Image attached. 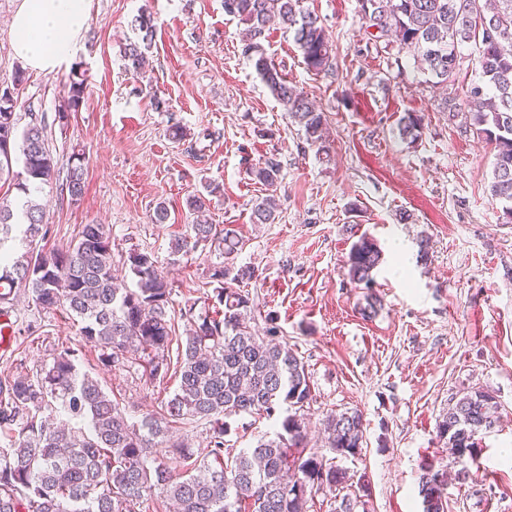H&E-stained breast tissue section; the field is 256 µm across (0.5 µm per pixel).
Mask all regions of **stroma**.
<instances>
[{"label":"stroma","mask_w":512,"mask_h":512,"mask_svg":"<svg viewBox=\"0 0 512 512\" xmlns=\"http://www.w3.org/2000/svg\"><path fill=\"white\" fill-rule=\"evenodd\" d=\"M336 47V69H306L291 33L272 26L265 52L327 116V151L309 145L241 51L242 24L224 0H92L74 57L86 75L79 110L59 119L71 66L27 72L15 97L22 123H41L59 171L85 156V194L73 205L58 185L43 187L45 244H69L84 224L106 225L112 267L124 280L130 252L151 255L172 284L173 308L204 300L217 252L173 254L194 216L188 198L220 186L207 220L233 225L244 240L236 265L255 267L241 283L261 313L277 318L283 341L303 359L313 386L305 411L308 446L324 453L322 421L360 410L364 443L345 459L371 488L367 512H423L421 466L452 465L436 425L452 397L470 388L493 393L500 422L477 437L466 482L448 483V512H512V223L487 192L493 151L439 109L442 92L413 65L397 66L369 43L356 0H304ZM154 19L150 65L124 68L121 49L137 39L141 15ZM165 99L159 111L154 98ZM421 116L414 144L397 132ZM180 125L186 136L172 139ZM281 167L270 188L254 179L267 158ZM274 195V223L255 224L256 199ZM166 202L169 218L156 223ZM368 236L381 252L372 290L355 287L346 261ZM428 256L420 258L421 240ZM380 305L361 310L367 295ZM16 342L0 350V375L40 377L61 342L77 349L81 371L97 378L127 417L154 413L177 386L142 370L102 366L64 307H12Z\"/></svg>","instance_id":"obj_1"}]
</instances>
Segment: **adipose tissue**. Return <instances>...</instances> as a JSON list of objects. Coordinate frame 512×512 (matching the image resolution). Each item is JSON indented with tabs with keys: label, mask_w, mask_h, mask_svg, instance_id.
<instances>
[{
	"label": "adipose tissue",
	"mask_w": 512,
	"mask_h": 512,
	"mask_svg": "<svg viewBox=\"0 0 512 512\" xmlns=\"http://www.w3.org/2000/svg\"><path fill=\"white\" fill-rule=\"evenodd\" d=\"M91 0H22L10 21L12 48L31 70L51 73L74 55Z\"/></svg>",
	"instance_id": "adipose-tissue-1"
}]
</instances>
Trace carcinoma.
<instances>
[{"instance_id":"1","label":"carcinoma","mask_w":512,"mask_h":512,"mask_svg":"<svg viewBox=\"0 0 512 512\" xmlns=\"http://www.w3.org/2000/svg\"><path fill=\"white\" fill-rule=\"evenodd\" d=\"M224 12L245 25L243 53L254 63L261 81L303 128L306 141H325L326 118L314 100L291 84L262 48L267 26L276 20L293 33L306 68L326 74L336 67V51L318 16L303 0H224ZM358 13L374 38L396 59L417 62L437 84L455 85L463 65L460 47L476 54L481 79L466 86L463 105L444 98L442 111L461 114L465 126L486 140L494 151L488 184L492 200L505 203L503 216L512 222V0H358ZM140 36L123 48L126 69L135 73L148 63L154 24L139 21ZM86 78L73 71L59 118L78 111ZM17 100L10 87L0 86V127L9 119L18 125ZM422 119L407 114L398 136L413 144L421 139ZM85 157H70L65 191L72 204L85 193ZM21 170H14V164ZM280 164L272 157L252 169L263 185L280 179ZM59 177L46 147L44 128L29 123L21 133L0 137V180L5 178L25 195L51 185ZM277 203L272 195L252 208L254 224H271ZM26 222L25 252L16 258L0 251V301L18 290L32 296L42 309L63 306L81 323L85 343L97 348L110 368L139 365L149 379H177L173 395L161 411L130 423L99 381L80 371L76 350L61 344L42 376L0 379V432L8 440L0 448V512H136L153 493L172 502L175 512H308L318 493L333 495L336 512H366L368 481L354 478L342 460L363 446L364 420L358 411L330 413L323 420L332 456L308 452V422L304 407L313 399L305 364L287 342L278 338L276 318L264 317L263 331L252 326L255 307L249 296L227 286L255 278L249 266L234 259L244 241L230 225L189 224L173 244L186 254L212 245L223 251L224 263L213 267L216 283L207 306L187 303L181 316L190 323L178 344L176 362L170 345L177 339L169 315L171 284L147 253L130 254L134 287L112 273V244L104 224H84L62 248L39 245L47 235L43 208L33 199L21 205ZM17 214L0 202V245L11 240ZM381 259L377 246L362 236L349 253L350 279L372 288V272ZM497 398L472 388L448 406L438 422L437 437L452 448L459 469L469 476L476 462V437L499 421ZM282 417L274 436H262L250 448L226 444L227 418ZM89 421L91 433L71 422ZM203 421L207 453L193 457L187 443L174 445L166 461L152 454L178 424ZM424 512H447L445 470L426 463L419 476Z\"/></svg>"}]
</instances>
